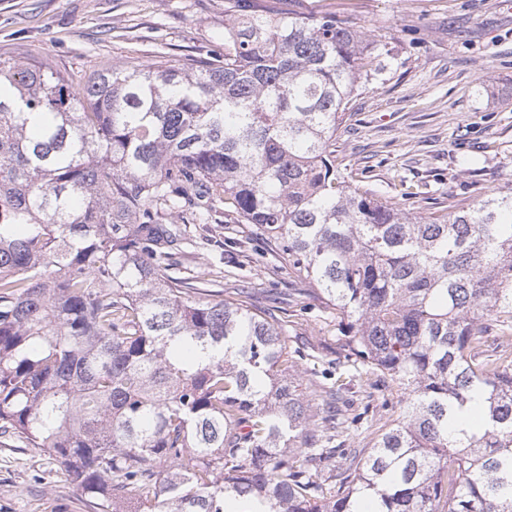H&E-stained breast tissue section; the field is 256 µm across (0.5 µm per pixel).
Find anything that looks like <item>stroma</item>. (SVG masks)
<instances>
[{
	"instance_id": "35a3bbf8",
	"label": "stroma",
	"mask_w": 512,
	"mask_h": 512,
	"mask_svg": "<svg viewBox=\"0 0 512 512\" xmlns=\"http://www.w3.org/2000/svg\"><path fill=\"white\" fill-rule=\"evenodd\" d=\"M227 0H0V57L46 60L87 75L129 58H207L224 51ZM286 16L330 13L386 64L353 98L336 133V164L360 187L405 212L442 218L512 189V0H278ZM417 193L401 197V183ZM183 257L203 289H245L286 330L304 400L315 385L343 383L356 422L344 447L367 448L400 412L394 381L367 398L371 375L343 364L334 313L261 236L216 214L194 226ZM0 512H90L82 491L36 448L0 447Z\"/></svg>"
}]
</instances>
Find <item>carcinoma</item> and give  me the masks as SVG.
<instances>
[{"label": "carcinoma", "mask_w": 512, "mask_h": 512, "mask_svg": "<svg viewBox=\"0 0 512 512\" xmlns=\"http://www.w3.org/2000/svg\"><path fill=\"white\" fill-rule=\"evenodd\" d=\"M367 48L254 0L215 58L0 59L1 446L93 512H512V189L437 222L352 184ZM220 207L398 383L372 447L336 444L340 388L312 414L272 314L199 296L177 255Z\"/></svg>", "instance_id": "cac0c4a2"}]
</instances>
